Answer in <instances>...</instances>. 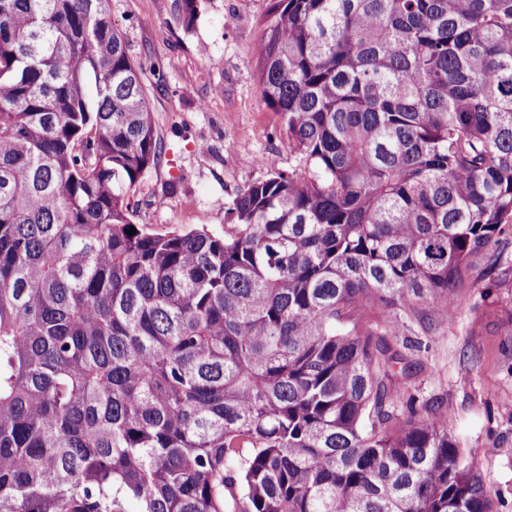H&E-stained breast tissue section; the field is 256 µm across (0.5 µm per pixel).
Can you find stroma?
Listing matches in <instances>:
<instances>
[{
	"label": "stroma",
	"mask_w": 512,
	"mask_h": 512,
	"mask_svg": "<svg viewBox=\"0 0 512 512\" xmlns=\"http://www.w3.org/2000/svg\"><path fill=\"white\" fill-rule=\"evenodd\" d=\"M129 57L143 70L162 146L158 165L131 194L136 223L168 234L223 235L228 207L266 176L259 160L303 173L280 115L263 103L253 48L266 0H200L192 28L176 0H109ZM495 268L478 260L454 299L455 314L407 357L403 395L443 399L448 430L481 476L493 512H512V236Z\"/></svg>",
	"instance_id": "stroma-1"
}]
</instances>
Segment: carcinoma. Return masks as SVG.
<instances>
[{"label":"carcinoma","instance_id":"cac0c4a2","mask_svg":"<svg viewBox=\"0 0 512 512\" xmlns=\"http://www.w3.org/2000/svg\"><path fill=\"white\" fill-rule=\"evenodd\" d=\"M267 15L260 95L308 175L160 234L106 0H0V512H491L443 402L397 413L384 337L512 234V0Z\"/></svg>","mask_w":512,"mask_h":512}]
</instances>
